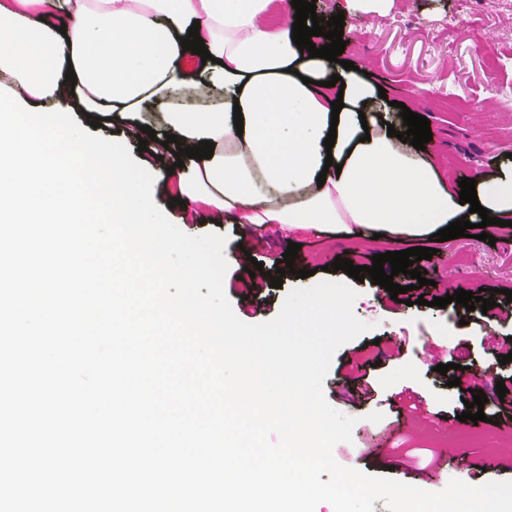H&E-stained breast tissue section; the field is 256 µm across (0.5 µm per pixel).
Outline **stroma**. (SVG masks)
I'll return each mask as SVG.
<instances>
[{
  "label": "stroma",
  "mask_w": 512,
  "mask_h": 512,
  "mask_svg": "<svg viewBox=\"0 0 512 512\" xmlns=\"http://www.w3.org/2000/svg\"><path fill=\"white\" fill-rule=\"evenodd\" d=\"M344 59L369 73L382 86L388 100L411 103L430 122V150L442 156L454 179L482 171L494 173L506 154L512 153V6L502 0H393L382 15L368 13L347 21ZM425 85L422 98L413 100L409 89ZM461 98L464 110L439 107L435 96ZM192 236L219 232L227 238L229 254L250 251L266 270H274L289 242L300 243L294 271L285 275L281 288L263 287L262 301L254 305L242 296L241 265H230L224 290L236 315L257 324L275 318L288 292L300 285L329 279H348L345 271L328 272L337 255H347L354 265H372L382 245L329 234L302 233L287 240L270 232L256 236L245 227L224 219L215 223L211 214L198 212L197 221L184 225ZM431 259L415 262L425 272L427 285L412 290L410 277L395 276L408 287L407 303L392 300L389 292L373 281L354 282L358 292L354 312L371 323L370 331L342 344L334 353L323 390L337 411L355 417L352 440L336 444L333 456L342 466L370 475L390 476L430 492L443 490L453 479L471 485L512 481V470L497 469L499 458L512 454V409L494 414L495 423L459 421L465 409L456 388L434 371L433 361L421 354V344L434 340L448 348V361L468 352L472 371L482 376L483 392L495 390L498 380L512 376V362L500 363L498 341L512 336V233L497 237L495 244L460 237L442 243ZM308 270L305 279L296 278ZM454 282L475 292L497 288L500 316L490 320L481 310L466 311L452 303L432 306L446 296ZM369 374L375 389L371 400L351 396L343 375ZM423 402L428 417L421 423L409 419L416 402ZM386 444L389 454L378 452ZM485 470L474 474L471 462Z\"/></svg>",
  "instance_id": "obj_1"
}]
</instances>
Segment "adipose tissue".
I'll return each instance as SVG.
<instances>
[{
  "label": "adipose tissue",
  "mask_w": 512,
  "mask_h": 512,
  "mask_svg": "<svg viewBox=\"0 0 512 512\" xmlns=\"http://www.w3.org/2000/svg\"><path fill=\"white\" fill-rule=\"evenodd\" d=\"M294 15L291 0H0V73L29 106L75 98L82 111L123 120L130 140L148 125L151 104L183 91L157 121L182 146L207 140L214 153L174 174L188 201L181 224L205 209L258 233L272 227L283 237L312 230L366 241L380 233L393 244L432 237L464 216L480 223L460 204L444 161L398 140L403 121L388 136V105L371 82L298 50ZM194 24L212 59L192 79L180 39ZM69 69L76 85L63 82ZM334 75L343 87L330 86ZM474 178L481 206L512 220V160Z\"/></svg>",
  "instance_id": "1"
}]
</instances>
